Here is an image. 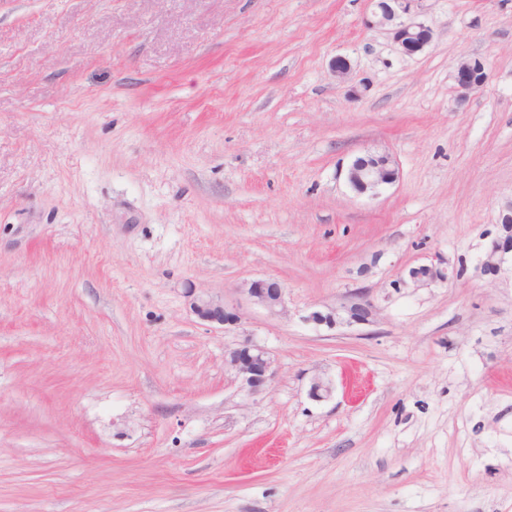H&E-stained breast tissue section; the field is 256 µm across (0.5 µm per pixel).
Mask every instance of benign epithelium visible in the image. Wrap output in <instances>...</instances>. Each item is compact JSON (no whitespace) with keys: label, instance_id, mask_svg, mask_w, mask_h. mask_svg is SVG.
Masks as SVG:
<instances>
[{"label":"benign epithelium","instance_id":"1","mask_svg":"<svg viewBox=\"0 0 512 512\" xmlns=\"http://www.w3.org/2000/svg\"><path fill=\"white\" fill-rule=\"evenodd\" d=\"M415 0H378L376 10L366 22L371 27H386L394 42L404 55L422 52L432 41L433 29L412 16ZM488 79L486 64L480 59L459 60L455 68V81L458 101L465 102L470 93L481 89ZM350 187L359 194L377 195L387 185L399 178L398 168L387 155L367 153L356 158L345 173ZM415 283L441 279L444 273L435 266H422L409 272ZM248 300L262 306L271 315L280 314L283 309L284 288L275 279L253 280L242 289ZM189 307L202 322L218 324L229 328L241 322L240 308L229 304L222 296L198 293L193 288L186 289ZM346 314L348 323H365L372 315V304L366 299L363 290L357 288L351 293V301L339 308L326 312L315 310L305 317V321L323 325L332 330L341 322V314ZM273 360L262 346L250 339L228 349L224 355V368L234 375L239 390L250 399L265 393L273 377ZM332 383L321 378L315 379L309 396L321 401L331 396Z\"/></svg>","mask_w":512,"mask_h":512}]
</instances>
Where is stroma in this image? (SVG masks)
<instances>
[{
  "instance_id": "stroma-1",
  "label": "stroma",
  "mask_w": 512,
  "mask_h": 512,
  "mask_svg": "<svg viewBox=\"0 0 512 512\" xmlns=\"http://www.w3.org/2000/svg\"><path fill=\"white\" fill-rule=\"evenodd\" d=\"M419 8L409 57L368 0H0V512H512V0ZM357 288L369 322H308ZM488 79L486 64L480 59L459 60L455 68L458 101L465 102L470 93L481 89ZM350 187L359 194L377 195L399 178L398 168L388 155L367 153L356 158L345 173ZM248 300L262 306L270 315H280L284 306V288L275 279L253 280L248 288H241ZM186 294L190 310L200 321L222 325L225 329L241 322L238 304L227 303L224 296L197 293L193 288H187ZM273 360L262 346L250 339L229 348L224 355V368L234 375L239 390L254 399L265 393L273 377Z\"/></svg>"
}]
</instances>
